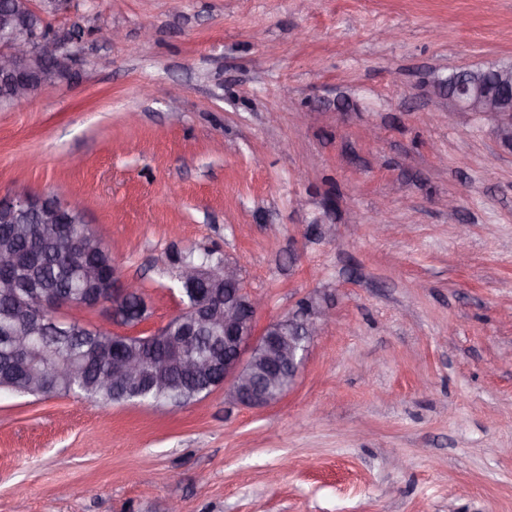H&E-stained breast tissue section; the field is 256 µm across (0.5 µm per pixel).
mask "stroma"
Segmentation results:
<instances>
[{
  "instance_id": "obj_1",
  "label": "stroma",
  "mask_w": 512,
  "mask_h": 512,
  "mask_svg": "<svg viewBox=\"0 0 512 512\" xmlns=\"http://www.w3.org/2000/svg\"><path fill=\"white\" fill-rule=\"evenodd\" d=\"M49 22L79 56L0 104V195L84 213L144 289L137 333L179 312L183 257L240 261L257 325L315 291L335 319L269 407L1 389L0 512H512V149L446 83L512 62V0H65Z\"/></svg>"
}]
</instances>
